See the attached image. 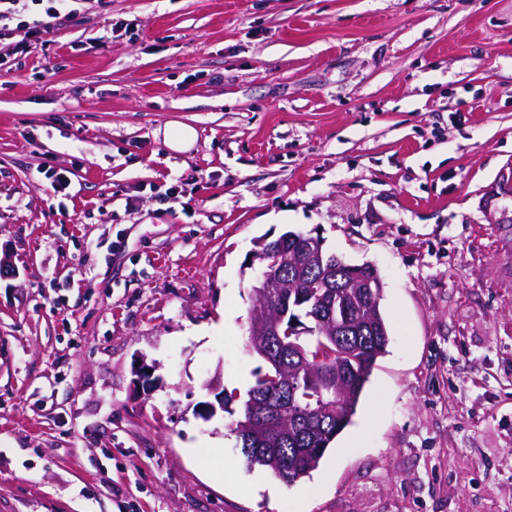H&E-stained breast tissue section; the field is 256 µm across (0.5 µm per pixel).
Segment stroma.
<instances>
[{
	"label": "stroma",
	"instance_id": "obj_1",
	"mask_svg": "<svg viewBox=\"0 0 512 512\" xmlns=\"http://www.w3.org/2000/svg\"><path fill=\"white\" fill-rule=\"evenodd\" d=\"M76 9L0 74V512H512V0ZM288 230L377 268L389 332L290 485L195 413L252 384ZM197 132L195 128L186 123H173L164 130V141L173 151L185 152L195 143Z\"/></svg>",
	"mask_w": 512,
	"mask_h": 512
}]
</instances>
